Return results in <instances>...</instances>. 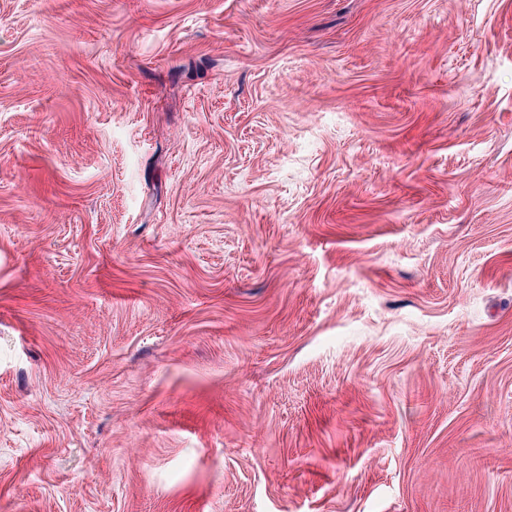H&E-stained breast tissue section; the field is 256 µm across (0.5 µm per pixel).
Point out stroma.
Instances as JSON below:
<instances>
[{
	"label": "stroma",
	"instance_id": "obj_1",
	"mask_svg": "<svg viewBox=\"0 0 512 512\" xmlns=\"http://www.w3.org/2000/svg\"><path fill=\"white\" fill-rule=\"evenodd\" d=\"M0 512H512V0H0Z\"/></svg>",
	"mask_w": 512,
	"mask_h": 512
}]
</instances>
